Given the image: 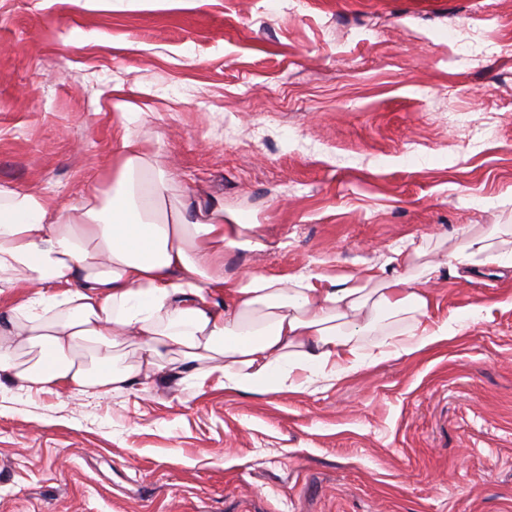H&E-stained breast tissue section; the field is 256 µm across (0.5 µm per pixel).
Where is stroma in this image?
I'll use <instances>...</instances> for the list:
<instances>
[{
	"instance_id": "1",
	"label": "stroma",
	"mask_w": 512,
	"mask_h": 512,
	"mask_svg": "<svg viewBox=\"0 0 512 512\" xmlns=\"http://www.w3.org/2000/svg\"><path fill=\"white\" fill-rule=\"evenodd\" d=\"M512 0H0V184L112 187V88L243 267L355 274L512 224ZM442 346L275 394L0 388V512H512V266L440 270ZM479 306L487 319L462 321Z\"/></svg>"
}]
</instances>
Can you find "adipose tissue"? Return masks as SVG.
<instances>
[{
    "instance_id": "obj_1",
    "label": "adipose tissue",
    "mask_w": 512,
    "mask_h": 512,
    "mask_svg": "<svg viewBox=\"0 0 512 512\" xmlns=\"http://www.w3.org/2000/svg\"><path fill=\"white\" fill-rule=\"evenodd\" d=\"M123 135L112 196L80 205L0 185V380L29 392L76 391L107 398L149 387L166 370L190 387L218 379L225 391L274 394L298 378L336 380L387 359L433 349L453 331L435 317L430 284L512 263V224L465 236L439 262L402 240L359 275L304 269L253 270L230 279L224 252L251 242L256 227L223 203L187 197L169 204L170 176L155 169L132 131L141 113L116 99ZM409 324L410 341L380 335L382 318ZM376 336L370 353L359 341ZM134 345V365L120 347Z\"/></svg>"
}]
</instances>
